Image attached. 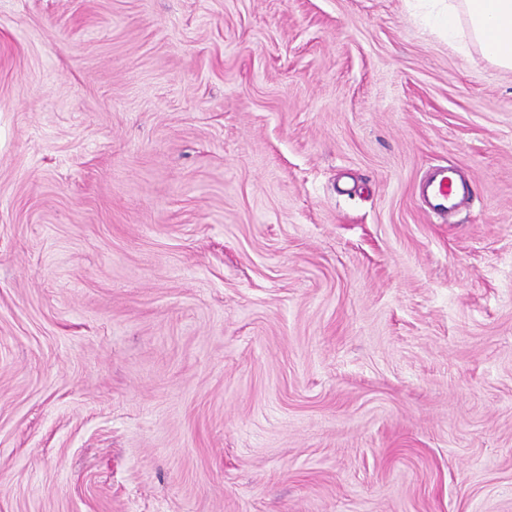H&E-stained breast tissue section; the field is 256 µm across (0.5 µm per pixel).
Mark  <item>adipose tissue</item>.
I'll return each mask as SVG.
<instances>
[{"instance_id": "1", "label": "adipose tissue", "mask_w": 512, "mask_h": 512, "mask_svg": "<svg viewBox=\"0 0 512 512\" xmlns=\"http://www.w3.org/2000/svg\"><path fill=\"white\" fill-rule=\"evenodd\" d=\"M432 19L449 42L475 44L489 61L512 71V0H448Z\"/></svg>"}]
</instances>
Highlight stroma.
<instances>
[{"label":"stroma","mask_w":512,"mask_h":512,"mask_svg":"<svg viewBox=\"0 0 512 512\" xmlns=\"http://www.w3.org/2000/svg\"><path fill=\"white\" fill-rule=\"evenodd\" d=\"M0 512H512V72L419 0H0ZM464 191V185L455 180L448 167L439 169L423 191L428 202L427 211L452 217L456 213L454 201Z\"/></svg>","instance_id":"stroma-1"}]
</instances>
